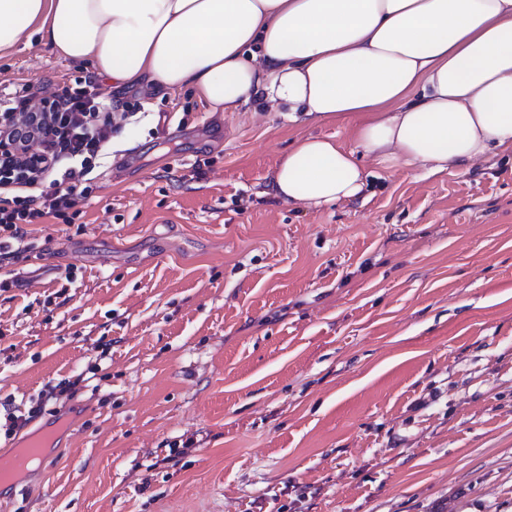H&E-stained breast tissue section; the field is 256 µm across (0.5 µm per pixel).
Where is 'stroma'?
<instances>
[{
	"label": "stroma",
	"instance_id": "35a3bbf8",
	"mask_svg": "<svg viewBox=\"0 0 512 512\" xmlns=\"http://www.w3.org/2000/svg\"><path fill=\"white\" fill-rule=\"evenodd\" d=\"M89 73L35 38L0 92ZM102 88L131 116L93 197L0 265L33 281L0 290V456L57 432L8 512H512V150L308 208L278 161L348 125Z\"/></svg>",
	"mask_w": 512,
	"mask_h": 512
}]
</instances>
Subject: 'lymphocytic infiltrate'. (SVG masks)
Instances as JSON below:
<instances>
[{"mask_svg":"<svg viewBox=\"0 0 512 512\" xmlns=\"http://www.w3.org/2000/svg\"><path fill=\"white\" fill-rule=\"evenodd\" d=\"M102 92L96 79L86 77L66 89L49 123L35 131L39 169L24 177L23 165L0 160V259L27 251L29 225L61 218L78 201L90 199V175L102 147L112 138L113 124L101 114Z\"/></svg>","mask_w":512,"mask_h":512,"instance_id":"1","label":"lymphocytic infiltrate"}]
</instances>
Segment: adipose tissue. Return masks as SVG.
<instances>
[{"label":"adipose tissue","instance_id":"adipose-tissue-1","mask_svg":"<svg viewBox=\"0 0 512 512\" xmlns=\"http://www.w3.org/2000/svg\"><path fill=\"white\" fill-rule=\"evenodd\" d=\"M35 33L116 89L349 124L355 148L308 136L281 157L288 203L359 197L367 160L436 172L512 149V0H0V54Z\"/></svg>","mask_w":512,"mask_h":512}]
</instances>
